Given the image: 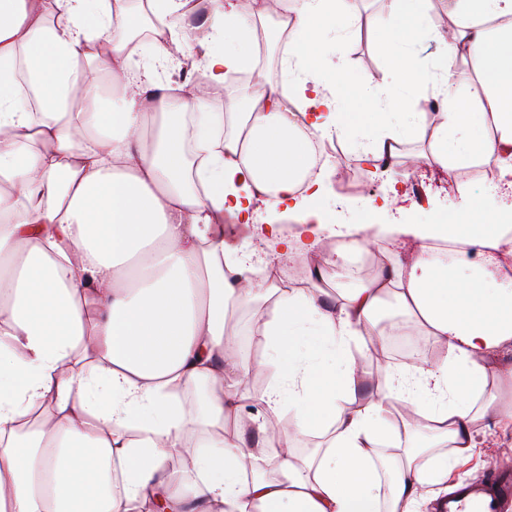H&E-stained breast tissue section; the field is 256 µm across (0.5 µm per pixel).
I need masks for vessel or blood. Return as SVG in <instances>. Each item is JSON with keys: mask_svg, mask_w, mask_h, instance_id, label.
Masks as SVG:
<instances>
[{"mask_svg": "<svg viewBox=\"0 0 512 512\" xmlns=\"http://www.w3.org/2000/svg\"><path fill=\"white\" fill-rule=\"evenodd\" d=\"M512 502V471L458 485L442 501L439 512H504Z\"/></svg>", "mask_w": 512, "mask_h": 512, "instance_id": "1", "label": "vessel or blood"}]
</instances>
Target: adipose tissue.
<instances>
[{
    "mask_svg": "<svg viewBox=\"0 0 512 512\" xmlns=\"http://www.w3.org/2000/svg\"><path fill=\"white\" fill-rule=\"evenodd\" d=\"M380 2L373 26L394 60L380 84L351 90L331 65L329 46L362 25L354 0H296L282 83L244 85L221 113L211 103L227 72L254 61L238 0H198L193 13L187 0H148L118 27L110 0H0V512H144L156 501L163 512H420L452 461L477 453L480 418L512 429V406L475 401L489 382L512 388V362L489 361L512 341V278L496 259L512 202L461 184L456 210L427 223H376L388 205L370 198L339 224L311 163L315 134L354 130L378 163L428 128V166L512 178V0H448L449 31L433 29L432 0ZM419 31L440 46L428 70L406 56ZM189 59L199 82L159 79ZM413 92L434 93L440 110L408 111ZM476 118L491 133L473 137ZM228 216L330 283L344 257L319 256L325 234L357 250L388 236L415 248L385 252L329 304L254 281L251 253L224 238ZM286 217L299 228L290 238ZM437 240L474 260L433 256ZM391 302L444 356L389 367L386 391L348 406L390 351L362 339L379 335ZM255 305L258 363L240 356L228 313ZM265 368L267 414L289 411L295 433L324 440L300 461L287 450L295 433L280 434L275 478L261 472L266 443L224 434L240 388ZM424 399L429 435L403 447L389 408ZM39 405L50 420L21 435ZM386 446L400 450L387 471Z\"/></svg>",
    "mask_w": 512,
    "mask_h": 512,
    "instance_id": "obj_1",
    "label": "adipose tissue"
}]
</instances>
